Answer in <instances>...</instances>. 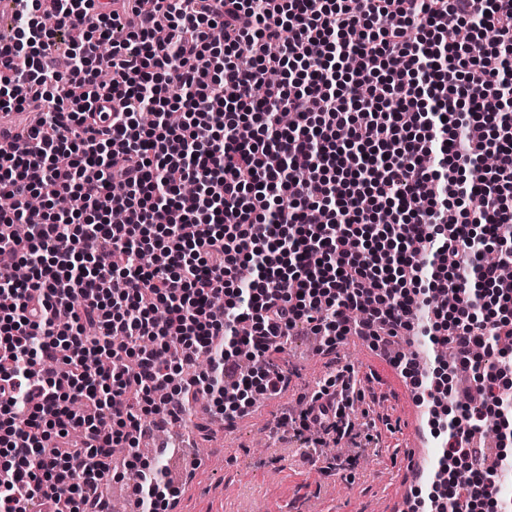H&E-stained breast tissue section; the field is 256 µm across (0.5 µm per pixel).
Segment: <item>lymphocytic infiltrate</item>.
<instances>
[{"instance_id":"1","label":"lymphocytic infiltrate","mask_w":512,"mask_h":512,"mask_svg":"<svg viewBox=\"0 0 512 512\" xmlns=\"http://www.w3.org/2000/svg\"><path fill=\"white\" fill-rule=\"evenodd\" d=\"M13 3L0 113L36 123L0 153V512H49L64 480L68 512H91L117 448L145 476L138 512H166L142 419L278 397L273 356L302 322L330 347L355 325L452 347L429 372L390 360L446 436L430 512H512V0ZM324 386L333 418L283 423L336 445L360 393Z\"/></svg>"}]
</instances>
